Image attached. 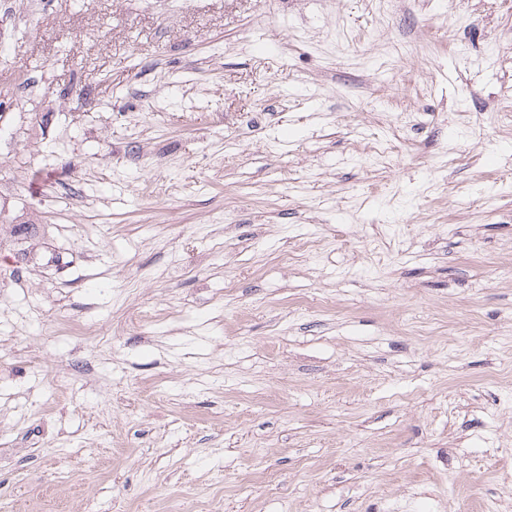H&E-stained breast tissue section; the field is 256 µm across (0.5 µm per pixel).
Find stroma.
<instances>
[{
  "mask_svg": "<svg viewBox=\"0 0 512 512\" xmlns=\"http://www.w3.org/2000/svg\"><path fill=\"white\" fill-rule=\"evenodd\" d=\"M512 512V0H0V512Z\"/></svg>",
  "mask_w": 512,
  "mask_h": 512,
  "instance_id": "stroma-1",
  "label": "stroma"
}]
</instances>
